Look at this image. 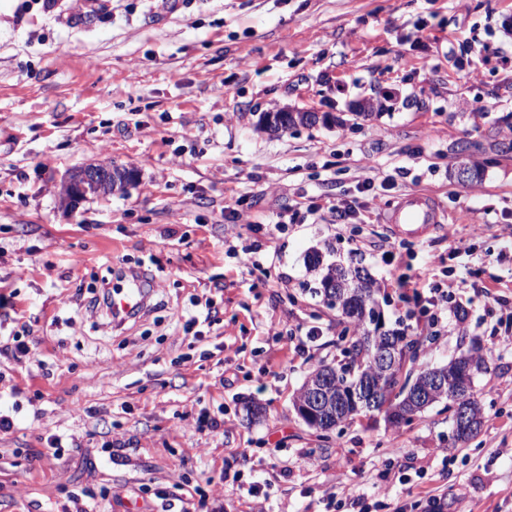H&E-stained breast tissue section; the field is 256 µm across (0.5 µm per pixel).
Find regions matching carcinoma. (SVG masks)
I'll return each mask as SVG.
<instances>
[{
	"mask_svg": "<svg viewBox=\"0 0 512 512\" xmlns=\"http://www.w3.org/2000/svg\"><path fill=\"white\" fill-rule=\"evenodd\" d=\"M318 123L315 112H290L283 109L279 112H263L258 117V125L273 133L283 132L297 127H313ZM308 267L317 277L318 293L330 308H336L340 313V324L343 333H352L346 345L340 350V356L323 361L312 369L304 379L301 387L294 396L293 403H298L304 396L308 384L321 375L329 372L336 380L333 387L332 403L323 412L319 423L311 424L321 432H331L330 425L341 427L348 425L363 415L376 411L384 413L385 420L391 425L408 423L413 416L425 411V408L412 403L407 397L411 388L421 384L431 372V369H421L412 379L402 378L406 362L412 361L416 355L411 352L414 342L407 339L403 329H386L382 332L372 326L371 306L378 304L376 281L364 267H344L340 264L323 261L320 252L315 251L308 256ZM389 344L394 347L398 357V368L383 374L373 368L372 356L375 349ZM457 368L468 372V384L458 386L448 384L436 394L432 404L446 402L448 409L456 405L469 404L476 413L475 428L462 442L473 439L483 426V412L473 390V380L476 373L486 368L485 360L469 352L461 354L447 364L437 367L446 372ZM370 382L378 387L380 394L373 407L362 405L355 407L346 404L344 395L364 382Z\"/></svg>",
	"mask_w": 512,
	"mask_h": 512,
	"instance_id": "obj_1",
	"label": "carcinoma"
}]
</instances>
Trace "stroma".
Wrapping results in <instances>:
<instances>
[{"instance_id":"stroma-1","label":"stroma","mask_w":512,"mask_h":512,"mask_svg":"<svg viewBox=\"0 0 512 512\" xmlns=\"http://www.w3.org/2000/svg\"><path fill=\"white\" fill-rule=\"evenodd\" d=\"M283 108L331 121L239 118ZM510 140L512 0H0V512H512ZM467 155L484 174L463 186ZM103 161L137 183L63 205L68 177ZM368 179L388 203L432 197L440 224L397 235L366 208ZM340 198L362 202L359 223H331ZM326 246L380 283L420 365L479 348L474 439L452 440L440 404L327 440L297 415L343 346L307 267ZM419 268L453 295L435 325L396 286ZM128 269L151 311L94 328L86 307ZM21 333L41 365L17 358ZM51 435L78 446L52 455ZM319 122L317 112H290L288 109L279 112H262L258 117V125L273 133L283 132L297 127H313Z\"/></svg>"}]
</instances>
